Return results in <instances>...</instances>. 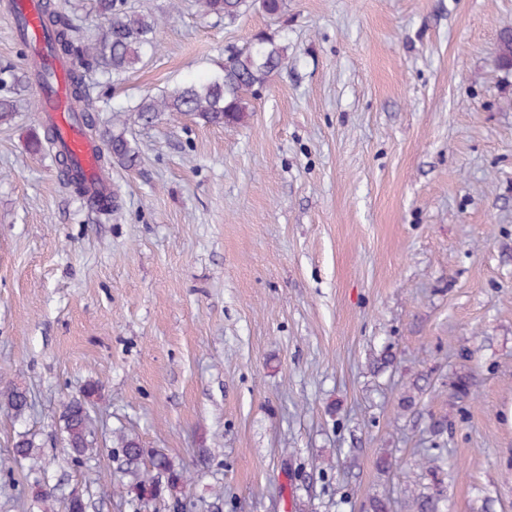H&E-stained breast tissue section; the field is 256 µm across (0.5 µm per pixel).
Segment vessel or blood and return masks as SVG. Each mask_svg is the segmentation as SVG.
<instances>
[{"label":"vessel or blood","mask_w":512,"mask_h":512,"mask_svg":"<svg viewBox=\"0 0 512 512\" xmlns=\"http://www.w3.org/2000/svg\"><path fill=\"white\" fill-rule=\"evenodd\" d=\"M10 14L15 28H24L35 41H42L36 0H13ZM39 67L49 70L54 83L50 87L34 86L38 111L48 113L59 134V145L65 149L89 182L96 183L102 175L98 166V149L68 115L66 104V71L63 63L53 57L38 59Z\"/></svg>","instance_id":"vessel-or-blood-1"}]
</instances>
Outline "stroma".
Here are the masks:
<instances>
[{
	"mask_svg": "<svg viewBox=\"0 0 512 512\" xmlns=\"http://www.w3.org/2000/svg\"><path fill=\"white\" fill-rule=\"evenodd\" d=\"M156 55L93 94L130 105L261 30L288 68L239 126L129 121L136 167L98 221L65 188L32 88L0 125V512H138L113 433L190 476L156 512H512V0H288L237 23L195 0ZM466 393H459V384ZM95 387L98 456L74 464L61 401ZM34 436L53 463L15 458ZM443 451L434 479L423 461ZM391 456L381 471L378 460Z\"/></svg>",
	"mask_w": 512,
	"mask_h": 512,
	"instance_id": "1",
	"label": "stroma"
}]
</instances>
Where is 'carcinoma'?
Returning a JSON list of instances; mask_svg holds the SVG:
<instances>
[{"instance_id": "carcinoma-1", "label": "carcinoma", "mask_w": 512, "mask_h": 512, "mask_svg": "<svg viewBox=\"0 0 512 512\" xmlns=\"http://www.w3.org/2000/svg\"><path fill=\"white\" fill-rule=\"evenodd\" d=\"M198 7L202 16L214 17L226 25L234 24L255 7L272 19H282L288 14V0H198ZM96 8L107 25L95 35L58 10L51 0L39 4V21L50 53L66 66L71 111L82 121L86 136L100 132L105 146L99 158L100 170L114 163L131 168L137 163L138 151L127 137L126 128L112 126L99 131L95 123V113L102 108L111 111L115 121L125 110L115 109L107 102L97 104L90 89L100 83V78L106 76L118 80L143 59L155 55L163 19L128 7L127 0H97ZM286 68V40L276 33L261 31L246 47L217 63L205 79L142 97L132 112L145 124L153 122L163 112H176L205 125H238L247 118L248 95L266 86L272 77ZM17 83H27V76H20L10 68L0 72V86L6 91L0 96V123L16 112L15 101L7 92ZM56 161L63 185L84 198L97 217L112 220V214L120 209L118 193L103 184L90 186L77 173L66 153L57 152ZM2 400L17 418L28 413L24 391L18 388L0 390ZM59 420L63 423L66 445L74 461L80 463L97 455V429L90 405L79 397H72L62 404ZM115 440L116 448L133 468L127 471L128 483L114 488V493L134 490L140 507L148 509L166 495L182 493L187 486L188 478L166 455L155 453L149 456L150 468L141 471L134 467L145 456V448L139 440L122 432L115 435ZM14 451L18 458L30 462V470L46 468L33 439L20 436Z\"/></svg>"}]
</instances>
